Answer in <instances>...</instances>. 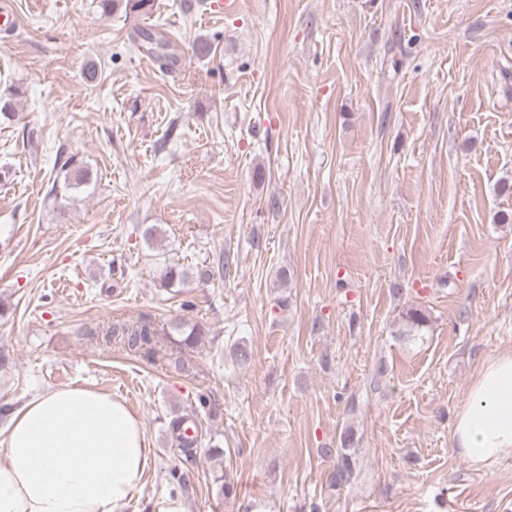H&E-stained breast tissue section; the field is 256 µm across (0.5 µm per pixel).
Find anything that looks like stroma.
I'll return each instance as SVG.
<instances>
[{"mask_svg": "<svg viewBox=\"0 0 512 512\" xmlns=\"http://www.w3.org/2000/svg\"><path fill=\"white\" fill-rule=\"evenodd\" d=\"M14 7L0 406L73 385L123 398L149 448L124 512H512V458L478 468L451 446L479 368L512 351V0H235L189 19L179 0L132 18L98 0ZM155 24L173 72L128 40ZM60 148L96 179L71 204L48 194ZM225 253L223 277L163 287L166 264ZM411 308L429 322L408 338ZM138 315L167 347L175 322L205 327L192 375L96 343ZM191 411L187 457L170 423ZM349 427L355 475L333 491L321 451ZM215 445L236 496L217 493Z\"/></svg>", "mask_w": 512, "mask_h": 512, "instance_id": "obj_1", "label": "stroma"}]
</instances>
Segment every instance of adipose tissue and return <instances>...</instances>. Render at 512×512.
<instances>
[{
    "mask_svg": "<svg viewBox=\"0 0 512 512\" xmlns=\"http://www.w3.org/2000/svg\"><path fill=\"white\" fill-rule=\"evenodd\" d=\"M451 442L472 464L512 457V352L479 369ZM148 462L141 420L87 387L32 397L10 417L0 451V512H123Z\"/></svg>",
    "mask_w": 512,
    "mask_h": 512,
    "instance_id": "ef3b65f1",
    "label": "adipose tissue"
}]
</instances>
